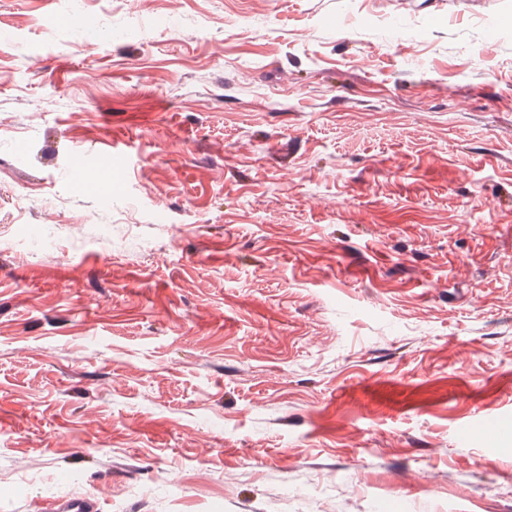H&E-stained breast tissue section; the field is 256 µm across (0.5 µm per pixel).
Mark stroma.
<instances>
[{"instance_id":"stroma-1","label":"stroma","mask_w":512,"mask_h":512,"mask_svg":"<svg viewBox=\"0 0 512 512\" xmlns=\"http://www.w3.org/2000/svg\"><path fill=\"white\" fill-rule=\"evenodd\" d=\"M76 495L512 512V0H0V512ZM120 153L112 151L101 157L100 164L92 167L89 184L99 193L107 195L112 192V182L121 172L113 167V160L118 161Z\"/></svg>"}]
</instances>
